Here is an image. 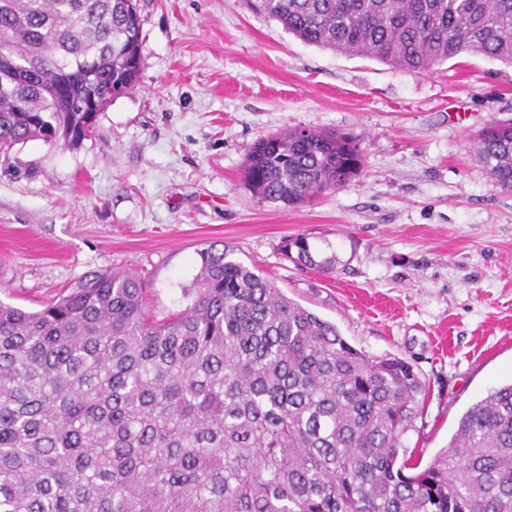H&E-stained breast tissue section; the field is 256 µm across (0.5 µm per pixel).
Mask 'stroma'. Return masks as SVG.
Returning <instances> with one entry per match:
<instances>
[{"label":"stroma","mask_w":512,"mask_h":512,"mask_svg":"<svg viewBox=\"0 0 512 512\" xmlns=\"http://www.w3.org/2000/svg\"><path fill=\"white\" fill-rule=\"evenodd\" d=\"M141 69L79 145L0 160V301L36 311L85 272L147 282L162 320L188 307L200 250L233 246L355 348L411 362L430 389L405 438L421 463L512 382V191L475 151L512 119V66L471 52L427 73L303 43L246 0H138ZM346 133L363 166L287 207L244 180L248 149L288 130ZM306 237L316 260L282 253ZM293 251L296 254L295 257H293ZM283 252L287 258L293 259L297 265L306 268L319 267V265L322 267L332 262V259L325 260L322 263L317 262L312 255L310 246L305 237H296L287 240L283 245Z\"/></svg>","instance_id":"obj_1"}]
</instances>
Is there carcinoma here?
Here are the masks:
<instances>
[{
  "instance_id": "1",
  "label": "carcinoma",
  "mask_w": 512,
  "mask_h": 512,
  "mask_svg": "<svg viewBox=\"0 0 512 512\" xmlns=\"http://www.w3.org/2000/svg\"><path fill=\"white\" fill-rule=\"evenodd\" d=\"M302 42L424 73L464 52L512 64V0H247ZM135 0H0V156L62 133L76 146L134 90ZM512 191V122L476 142ZM362 167L341 133L257 141L245 180L285 206ZM317 262L304 237L283 245ZM193 299L163 321L145 283L91 270L38 311L0 302V512H512V384L411 464L428 397L414 367L372 357L234 249L200 252Z\"/></svg>"
}]
</instances>
